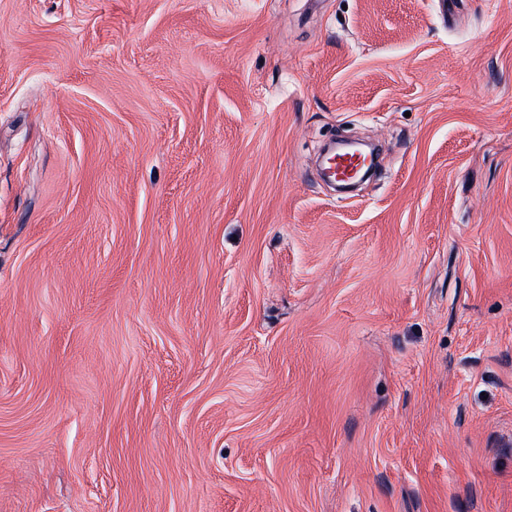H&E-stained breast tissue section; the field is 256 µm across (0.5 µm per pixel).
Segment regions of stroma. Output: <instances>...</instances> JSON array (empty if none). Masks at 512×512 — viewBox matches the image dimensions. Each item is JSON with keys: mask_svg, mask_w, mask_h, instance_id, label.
I'll list each match as a JSON object with an SVG mask.
<instances>
[{"mask_svg": "<svg viewBox=\"0 0 512 512\" xmlns=\"http://www.w3.org/2000/svg\"><path fill=\"white\" fill-rule=\"evenodd\" d=\"M0 512H512V0H0Z\"/></svg>", "mask_w": 512, "mask_h": 512, "instance_id": "1", "label": "stroma"}]
</instances>
